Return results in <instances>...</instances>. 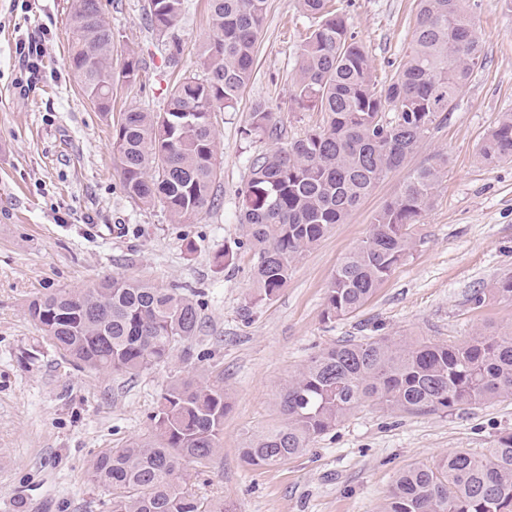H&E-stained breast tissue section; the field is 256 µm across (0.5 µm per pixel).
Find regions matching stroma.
Returning a JSON list of instances; mask_svg holds the SVG:
<instances>
[{
    "mask_svg": "<svg viewBox=\"0 0 512 512\" xmlns=\"http://www.w3.org/2000/svg\"><path fill=\"white\" fill-rule=\"evenodd\" d=\"M71 3L31 0L26 13L0 0V512H111L90 478L91 460L146 434L162 389L202 370L224 377L223 451L209 468L185 465L182 484L223 500L230 512H381L397 472L454 450L484 453L512 431V397L429 414L367 404L288 463L256 469L240 455L251 434L279 421L282 383L319 349L367 336L450 344L512 331V300L488 295L512 276V162L478 158L488 131L512 113V12L499 0H479L484 61L447 121L305 253L275 299L256 303L240 192L250 160L277 142L250 134V112L272 106L286 143L323 123L322 113L289 103L309 26L298 0H267L254 78L235 108L213 116L215 205L189 224L126 196L112 131L128 109L163 111L179 78L203 76L207 0H187L179 26L165 35L150 27L146 0H102L114 71L130 51L140 67L136 84L113 82L108 112L87 98L67 65ZM340 6L378 78L390 77L411 41L414 0ZM43 27L52 33L51 54L41 77L18 88L15 41ZM175 44L181 59L173 67ZM441 161L445 176L411 228V256L360 311L325 320L336 267L368 236L375 212L414 170ZM189 242L194 251L186 250ZM227 247L237 259L225 270L214 257ZM112 275L195 294L201 330L189 352L132 377L104 375L64 359L25 312L33 297ZM478 292L488 295L480 307L472 302Z\"/></svg>",
    "mask_w": 512,
    "mask_h": 512,
    "instance_id": "35a3bbf8",
    "label": "stroma"
}]
</instances>
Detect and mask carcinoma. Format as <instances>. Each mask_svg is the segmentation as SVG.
Returning a JSON list of instances; mask_svg holds the SVG:
<instances>
[{
    "instance_id": "obj_1",
    "label": "carcinoma",
    "mask_w": 512,
    "mask_h": 512,
    "mask_svg": "<svg viewBox=\"0 0 512 512\" xmlns=\"http://www.w3.org/2000/svg\"><path fill=\"white\" fill-rule=\"evenodd\" d=\"M206 73L174 84L163 112L132 108L112 136L127 196L162 205L178 224L214 206L220 177L214 112L234 107L254 74L267 0H208ZM310 22L298 52L289 102L324 115L305 137L258 155L241 191L240 223L252 254L257 302L274 299L294 265L357 208L438 128L483 62L471 0H418L409 48L395 73L377 80L364 47L333 0H299ZM185 0H148L160 34L181 21ZM68 66L99 111L112 109V29L101 0H72ZM251 128L279 140L275 109L257 105ZM482 161H512V113L484 137ZM442 167L414 171L372 218L366 240L339 263L323 317L360 310L414 249ZM29 318L65 357L98 372L133 376L167 362L198 335V304L178 288L114 276L92 288L62 290L27 304ZM512 397V334L480 333L458 344L368 336L315 353L280 393L281 420L241 449L254 468L284 464L365 403L391 411L436 413ZM224 381L187 375L161 393L148 434L108 448L90 464L91 481L111 495L112 512H224V501L188 492L184 464L200 469L222 451ZM382 512H512V432L482 454L460 449L396 475Z\"/></svg>"
}]
</instances>
